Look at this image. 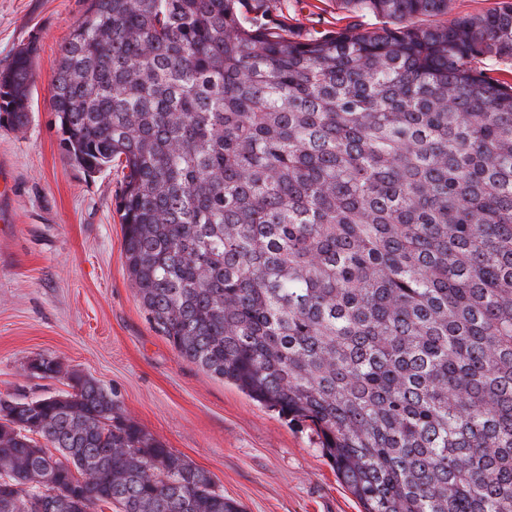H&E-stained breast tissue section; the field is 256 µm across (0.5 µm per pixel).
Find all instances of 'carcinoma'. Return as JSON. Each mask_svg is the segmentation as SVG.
<instances>
[{
  "label": "carcinoma",
  "instance_id": "carcinoma-1",
  "mask_svg": "<svg viewBox=\"0 0 512 512\" xmlns=\"http://www.w3.org/2000/svg\"><path fill=\"white\" fill-rule=\"evenodd\" d=\"M51 110L116 168L123 252L185 361L315 427L361 512H512V0H86ZM34 43L0 69L24 123ZM0 396V512H243L93 379ZM288 3V25L298 38L336 29V18L351 15L338 0H284Z\"/></svg>",
  "mask_w": 512,
  "mask_h": 512
}]
</instances>
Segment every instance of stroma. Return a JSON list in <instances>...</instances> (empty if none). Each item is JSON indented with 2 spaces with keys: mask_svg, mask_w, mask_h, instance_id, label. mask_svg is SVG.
<instances>
[{
  "mask_svg": "<svg viewBox=\"0 0 512 512\" xmlns=\"http://www.w3.org/2000/svg\"><path fill=\"white\" fill-rule=\"evenodd\" d=\"M287 3L302 39L345 14L340 0ZM84 9L85 0H0V68L38 45L29 122L0 129V176L11 183L0 199V394L64 391L66 372L76 371L245 512H358L308 423L183 360L150 324L125 265L121 175L73 166L51 110L60 48ZM40 356L57 360L63 376L27 372Z\"/></svg>",
  "mask_w": 512,
  "mask_h": 512,
  "instance_id": "1",
  "label": "stroma"
}]
</instances>
